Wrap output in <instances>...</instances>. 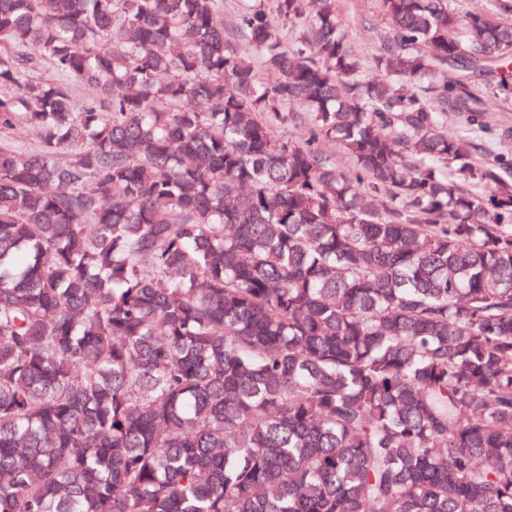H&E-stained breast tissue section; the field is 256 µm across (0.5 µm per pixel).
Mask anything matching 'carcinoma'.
Returning <instances> with one entry per match:
<instances>
[{
    "instance_id": "1",
    "label": "carcinoma",
    "mask_w": 512,
    "mask_h": 512,
    "mask_svg": "<svg viewBox=\"0 0 512 512\" xmlns=\"http://www.w3.org/2000/svg\"><path fill=\"white\" fill-rule=\"evenodd\" d=\"M380 6L0 0V512H512V0ZM344 28L357 51L371 58L380 49L387 23L378 0H339ZM508 97V99H504ZM510 130L511 137L508 140H500L504 130ZM482 137L492 148V155L482 156L484 161H492L497 153L512 155V94L511 97L500 95L493 100L492 112L489 113Z\"/></svg>"
}]
</instances>
